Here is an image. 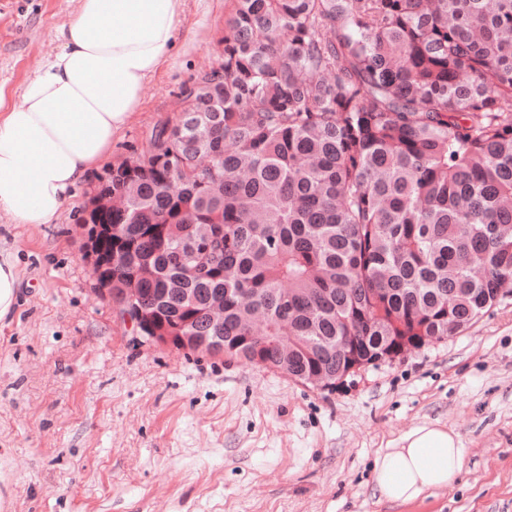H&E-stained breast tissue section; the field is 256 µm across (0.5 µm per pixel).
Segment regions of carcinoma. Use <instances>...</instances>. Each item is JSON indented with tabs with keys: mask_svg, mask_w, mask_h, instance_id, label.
Masks as SVG:
<instances>
[{
	"mask_svg": "<svg viewBox=\"0 0 512 512\" xmlns=\"http://www.w3.org/2000/svg\"><path fill=\"white\" fill-rule=\"evenodd\" d=\"M217 70L210 118L155 130L98 185L112 208L83 210L129 254L112 290L150 269L134 284L170 323L166 289L199 311L222 288L224 355L259 346L290 377L339 371L345 336L372 363L396 336H454L512 290V0H235ZM188 223L224 225L191 273L159 230Z\"/></svg>",
	"mask_w": 512,
	"mask_h": 512,
	"instance_id": "carcinoma-1",
	"label": "carcinoma"
}]
</instances>
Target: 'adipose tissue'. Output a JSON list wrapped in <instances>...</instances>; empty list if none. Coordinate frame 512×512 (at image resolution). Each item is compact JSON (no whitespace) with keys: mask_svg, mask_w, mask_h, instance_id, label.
<instances>
[{"mask_svg":"<svg viewBox=\"0 0 512 512\" xmlns=\"http://www.w3.org/2000/svg\"><path fill=\"white\" fill-rule=\"evenodd\" d=\"M61 51L0 94V209L16 224H48L69 192L104 161L145 82L175 44L185 0H74ZM463 448L451 429L423 423L372 464L382 501L408 505L460 481Z\"/></svg>","mask_w":512,"mask_h":512,"instance_id":"obj_1","label":"adipose tissue"}]
</instances>
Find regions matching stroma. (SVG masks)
I'll return each instance as SVG.
<instances>
[{
    "mask_svg": "<svg viewBox=\"0 0 512 512\" xmlns=\"http://www.w3.org/2000/svg\"><path fill=\"white\" fill-rule=\"evenodd\" d=\"M232 0H185L176 44L112 153L49 224L0 209L21 278L0 320V512H512V297L459 334L333 390L221 354L136 341L94 289L79 219L101 176L174 124L216 65ZM72 0H0V90L62 48ZM453 428L461 483L380 501L377 453L415 425Z\"/></svg>",
    "mask_w": 512,
    "mask_h": 512,
    "instance_id": "1",
    "label": "stroma"
}]
</instances>
